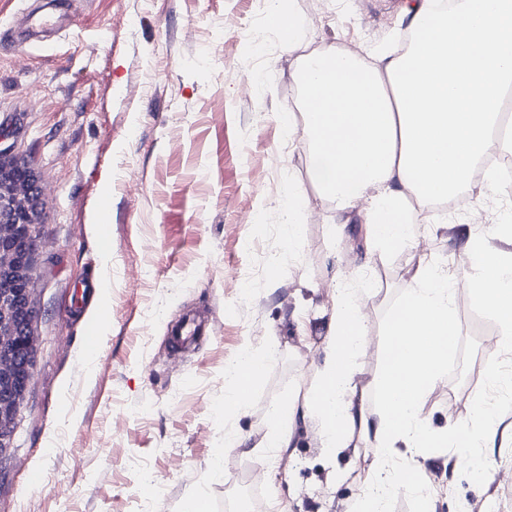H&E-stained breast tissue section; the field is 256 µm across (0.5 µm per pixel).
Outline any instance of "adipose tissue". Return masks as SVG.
<instances>
[{
    "instance_id": "ef3b65f1",
    "label": "adipose tissue",
    "mask_w": 512,
    "mask_h": 512,
    "mask_svg": "<svg viewBox=\"0 0 512 512\" xmlns=\"http://www.w3.org/2000/svg\"><path fill=\"white\" fill-rule=\"evenodd\" d=\"M412 35L405 52H350L329 47L303 55L297 71L299 112L286 121L299 133L316 171V184L342 215L358 214L381 247L410 246L416 209L432 210L463 190L475 209L500 193L495 171L481 183L473 174L483 157L512 143L502 105L512 90V0H456L441 11L437 0H416L408 11ZM512 239V202L487 232L467 231L471 272L449 275L446 261L429 257L412 274L414 288L389 313L378 374L370 391L399 400L368 409L356 359L367 329L356 293L337 288L324 358L302 398L271 409L265 445L290 447L293 424L313 418L330 452L350 446L354 432L373 435L377 452L366 470L365 491L351 512H387L391 489L420 491L421 512H432L420 490L421 466L391 470L397 446L426 451L453 447L469 458L491 443L496 410L476 399L479 429L452 423L435 430L425 413L428 397L448 376V357L459 334L454 292L464 284L474 303L500 325V349L512 350V257L489 238ZM264 359L244 347L226 369L225 414L243 413Z\"/></svg>"
}]
</instances>
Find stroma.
<instances>
[{
  "instance_id": "1",
  "label": "stroma",
  "mask_w": 512,
  "mask_h": 512,
  "mask_svg": "<svg viewBox=\"0 0 512 512\" xmlns=\"http://www.w3.org/2000/svg\"><path fill=\"white\" fill-rule=\"evenodd\" d=\"M406 0H290L297 54L265 28L259 0H0V125L38 181L41 231L33 272L38 336L32 380L12 445L0 456V512H181L205 490L217 512H348L374 442L328 456L314 421L295 447L263 445L271 407L302 396L322 359L335 276L363 292L369 345L358 378L379 368L389 310L425 252L455 259L464 238L415 216L426 249L374 246L358 216L340 224L311 181L307 152L283 115L297 111L298 58L334 44L392 49L407 31ZM297 191L304 219L289 239L280 202ZM111 217L101 246L95 222ZM276 250L278 277L264 255ZM110 271L104 304L70 312L74 286ZM459 337L448 378L430 395L434 428L473 421L482 396L497 410L492 464L473 474L454 449L425 463L434 512H512V387L473 368L497 324L457 290ZM192 310L212 334L176 352L170 327ZM103 326L94 362L87 322ZM266 356L248 408H218L226 364L244 346ZM246 446L228 448L225 433ZM224 479L208 481L216 450ZM43 481L26 482L30 469ZM153 492L143 495L144 473Z\"/></svg>"
}]
</instances>
